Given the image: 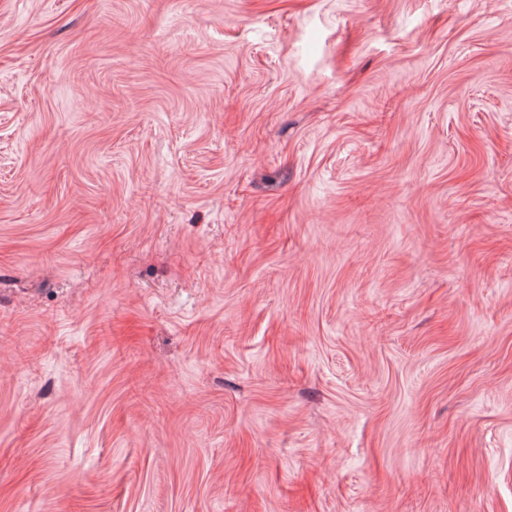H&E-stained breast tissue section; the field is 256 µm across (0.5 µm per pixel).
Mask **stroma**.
Listing matches in <instances>:
<instances>
[{
	"label": "stroma",
	"mask_w": 512,
	"mask_h": 512,
	"mask_svg": "<svg viewBox=\"0 0 512 512\" xmlns=\"http://www.w3.org/2000/svg\"><path fill=\"white\" fill-rule=\"evenodd\" d=\"M0 512H512V0H0Z\"/></svg>",
	"instance_id": "35a3bbf8"
}]
</instances>
